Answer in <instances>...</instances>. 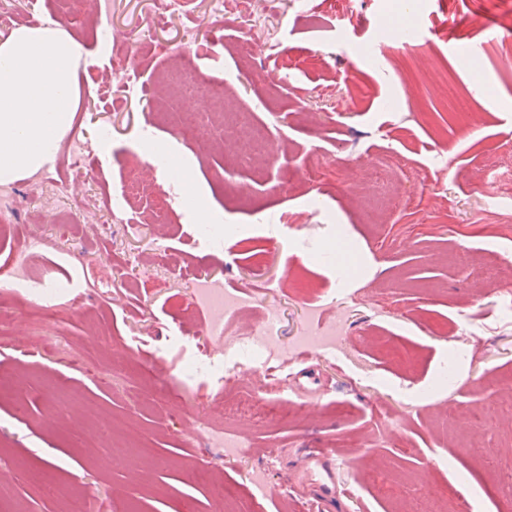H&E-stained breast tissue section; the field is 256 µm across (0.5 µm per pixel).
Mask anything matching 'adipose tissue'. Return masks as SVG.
<instances>
[{"label":"adipose tissue","instance_id":"1","mask_svg":"<svg viewBox=\"0 0 512 512\" xmlns=\"http://www.w3.org/2000/svg\"><path fill=\"white\" fill-rule=\"evenodd\" d=\"M82 45L58 22L0 38V184L52 169L82 89Z\"/></svg>","mask_w":512,"mask_h":512}]
</instances>
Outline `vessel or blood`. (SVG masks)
<instances>
[{"label":"vessel or blood","mask_w":512,"mask_h":512,"mask_svg":"<svg viewBox=\"0 0 512 512\" xmlns=\"http://www.w3.org/2000/svg\"><path fill=\"white\" fill-rule=\"evenodd\" d=\"M307 461L303 478L313 487V512H334L339 495L351 494L353 489L348 463L339 460L332 448L309 453Z\"/></svg>","instance_id":"obj_1"}]
</instances>
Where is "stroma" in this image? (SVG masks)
Returning a JSON list of instances; mask_svg holds the SVG:
<instances>
[{"label":"stroma","instance_id":"stroma-1","mask_svg":"<svg viewBox=\"0 0 512 512\" xmlns=\"http://www.w3.org/2000/svg\"><path fill=\"white\" fill-rule=\"evenodd\" d=\"M0 0V34L28 17L53 19L92 51L84 93L54 171L0 185V512H64L56 486L84 493L88 512H304L305 448H339L354 490L341 512H512L503 475L512 434L500 403L512 389V311L495 271L512 243L487 236L488 212L512 190L482 185L512 165V51L502 25L512 0ZM494 27L478 50H452L466 17ZM428 30L432 52L401 33ZM191 55L228 87L252 126L208 123L205 102L169 101L161 75ZM191 111L202 140L161 120ZM271 135L277 155L245 168L224 141ZM110 129L112 150L98 138ZM152 129L174 146L212 214L222 246L203 242L164 174L138 153ZM26 273L79 283L52 308L16 291ZM265 286L228 315L238 339L267 307L282 317L285 378L243 367L219 388L187 378L208 340L198 281ZM344 355L295 342L337 314ZM478 336L460 384L428 388L448 358L449 329ZM306 367L312 390L295 377ZM275 405L260 422L235 415L244 399ZM112 415L111 445L88 430ZM396 415L398 427L381 421ZM206 421L242 437L227 459L195 434ZM261 466L278 491L253 496ZM224 481L215 503L198 480Z\"/></svg>","mask_w":512,"mask_h":512}]
</instances>
